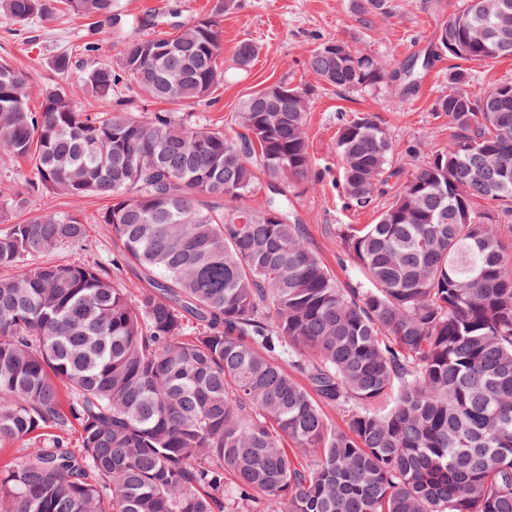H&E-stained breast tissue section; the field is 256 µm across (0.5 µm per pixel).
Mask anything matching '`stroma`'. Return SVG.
I'll use <instances>...</instances> for the list:
<instances>
[{"label":"stroma","instance_id":"stroma-1","mask_svg":"<svg viewBox=\"0 0 512 512\" xmlns=\"http://www.w3.org/2000/svg\"><path fill=\"white\" fill-rule=\"evenodd\" d=\"M114 12L122 18L140 19V26L116 28L111 35L96 33L78 16L61 12L48 18L25 23L0 21V60L26 72L31 80L29 107L39 110L43 94L77 80L89 59L117 64L125 42L131 38H153L170 32V12L190 24L210 13L215 0H113ZM457 0H386L384 10L361 17L356 0H237L234 10L223 17V47L219 60L225 70L223 83L208 101L192 105L194 114L214 126L231 129L240 102L268 84L288 81L313 91L310 115L311 155L321 174L317 185H296L292 193L295 213L306 224L311 248L328 267H335L336 239L333 230L339 224H371L379 212L375 209L349 211L341 196V169L336 155V130L342 119L353 113L369 111L379 116L389 129L397 155L408 146L431 139L438 147L450 137L448 120L433 110L437 96L449 88L448 75L455 62H436L414 91H404L399 82L362 93H343L323 86L308 66L311 51L328 38L350 41L364 53L375 56L391 67L424 53L435 39L442 16L455 8ZM248 40L260 52L252 64L236 69L237 45ZM99 49L88 57L87 42ZM72 61L69 74L55 68L58 55ZM52 203L62 212H78L89 226L88 260L110 254L109 228L96 217L105 202L86 198L74 201L66 197L30 196L27 210L18 211L23 219L27 211Z\"/></svg>","mask_w":512,"mask_h":512}]
</instances>
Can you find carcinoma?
<instances>
[{
  "mask_svg": "<svg viewBox=\"0 0 512 512\" xmlns=\"http://www.w3.org/2000/svg\"><path fill=\"white\" fill-rule=\"evenodd\" d=\"M64 5L100 20L112 0H0V18ZM236 0L153 39L117 67L29 109L30 79L0 61V466L8 512H512V83L461 89L434 111L409 170L372 113L341 121L346 207L390 203L374 224L336 225L341 281L310 247L288 188L320 182L311 89L279 83L240 105L232 133L181 108L222 80L221 22ZM258 48L241 42L235 63ZM512 57V0H462L436 33L443 57ZM309 67L339 91L402 76L330 38ZM131 82L167 112H88ZM263 203L244 201L257 172ZM108 201L112 257H79L88 225L51 207L14 222L28 193ZM68 249L74 257L56 255ZM338 411L344 425L329 422ZM79 435V449L70 434Z\"/></svg>",
  "mask_w": 512,
  "mask_h": 512,
  "instance_id": "carcinoma-1",
  "label": "carcinoma"
}]
</instances>
